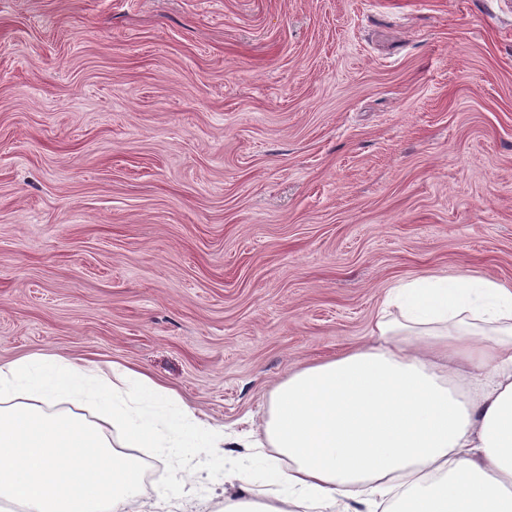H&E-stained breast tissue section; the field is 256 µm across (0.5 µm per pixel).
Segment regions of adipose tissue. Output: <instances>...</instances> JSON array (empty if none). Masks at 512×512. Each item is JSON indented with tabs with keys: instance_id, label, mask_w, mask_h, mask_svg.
<instances>
[{
	"instance_id": "1",
	"label": "adipose tissue",
	"mask_w": 512,
	"mask_h": 512,
	"mask_svg": "<svg viewBox=\"0 0 512 512\" xmlns=\"http://www.w3.org/2000/svg\"><path fill=\"white\" fill-rule=\"evenodd\" d=\"M136 417L128 445L157 447L164 413L178 454L223 428L117 365L59 356L0 363V499L26 512H142L138 462L91 425L45 411L55 397ZM260 433L288 460V493L262 512H512V289L430 276L388 291L365 344L288 374Z\"/></svg>"
}]
</instances>
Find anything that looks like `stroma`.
Returning a JSON list of instances; mask_svg holds the SVG:
<instances>
[{
    "label": "stroma",
    "instance_id": "1",
    "mask_svg": "<svg viewBox=\"0 0 512 512\" xmlns=\"http://www.w3.org/2000/svg\"><path fill=\"white\" fill-rule=\"evenodd\" d=\"M443 275L512 289V0H0V363L241 440L133 449L153 512L259 508L275 386Z\"/></svg>",
    "mask_w": 512,
    "mask_h": 512
}]
</instances>
